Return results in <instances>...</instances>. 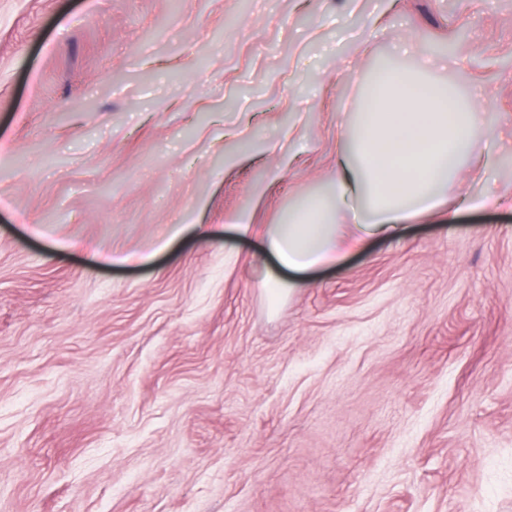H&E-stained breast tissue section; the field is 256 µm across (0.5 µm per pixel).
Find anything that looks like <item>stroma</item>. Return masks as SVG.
Wrapping results in <instances>:
<instances>
[{
	"label": "stroma",
	"instance_id": "obj_1",
	"mask_svg": "<svg viewBox=\"0 0 512 512\" xmlns=\"http://www.w3.org/2000/svg\"><path fill=\"white\" fill-rule=\"evenodd\" d=\"M396 35L491 111L449 200L511 195L512 0H0V512H512L511 208L278 300L223 233L335 178Z\"/></svg>",
	"mask_w": 512,
	"mask_h": 512
}]
</instances>
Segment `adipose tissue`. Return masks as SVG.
Segmentation results:
<instances>
[{"label":"adipose tissue","mask_w":512,"mask_h":512,"mask_svg":"<svg viewBox=\"0 0 512 512\" xmlns=\"http://www.w3.org/2000/svg\"><path fill=\"white\" fill-rule=\"evenodd\" d=\"M381 69L341 145L335 180L260 233L275 268L262 271L259 284L271 297L296 289L299 275L336 265L366 241L396 236L405 222L436 211L475 159L482 108L419 68L390 62Z\"/></svg>","instance_id":"adipose-tissue-1"}]
</instances>
